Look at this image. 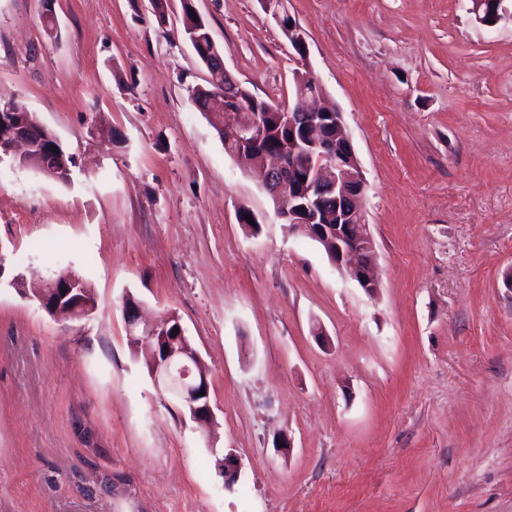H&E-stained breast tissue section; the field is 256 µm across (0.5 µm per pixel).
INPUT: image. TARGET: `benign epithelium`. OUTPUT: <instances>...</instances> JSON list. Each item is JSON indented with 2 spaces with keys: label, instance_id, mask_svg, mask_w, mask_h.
<instances>
[{
  "label": "benign epithelium",
  "instance_id": "obj_1",
  "mask_svg": "<svg viewBox=\"0 0 512 512\" xmlns=\"http://www.w3.org/2000/svg\"><path fill=\"white\" fill-rule=\"evenodd\" d=\"M505 0H475L472 13L483 25H497L508 13ZM297 93L292 105L274 112H258L234 107L224 100L226 129L236 147L257 148L265 136V122L272 119L288 128V144L281 151L265 155L267 190L282 203L280 216L325 249L330 262L368 293L378 288L377 261L371 225L363 207L366 188L363 171L347 133L341 112H326L324 91L312 74L296 73ZM0 112V153L16 147L28 152L43 140H54L41 125L18 124L3 130ZM336 204V223L322 222L329 200ZM370 257L368 263L361 256ZM80 281L62 274L34 289L33 296L48 312L65 319L81 320L91 315L95 301L80 298ZM129 335L149 355V372L154 384L169 396L170 404L183 415L200 423L213 419L209 404L208 373L192 346L180 319L172 315L160 324L140 321L136 305L125 308ZM175 323L176 334H159Z\"/></svg>",
  "mask_w": 512,
  "mask_h": 512
}]
</instances>
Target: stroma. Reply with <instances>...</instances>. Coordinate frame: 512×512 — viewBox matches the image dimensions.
<instances>
[{
  "instance_id": "1",
  "label": "stroma",
  "mask_w": 512,
  "mask_h": 512,
  "mask_svg": "<svg viewBox=\"0 0 512 512\" xmlns=\"http://www.w3.org/2000/svg\"><path fill=\"white\" fill-rule=\"evenodd\" d=\"M193 4L254 95L288 105L309 70L342 112L379 286L225 152L190 98L209 73L181 0L161 26L149 0H55L56 39L43 0H0V106L75 159L61 182L0 158V512H512V21L286 0L301 56L260 0ZM67 272L88 318L32 296ZM129 300L180 318L212 423L156 389Z\"/></svg>"
}]
</instances>
